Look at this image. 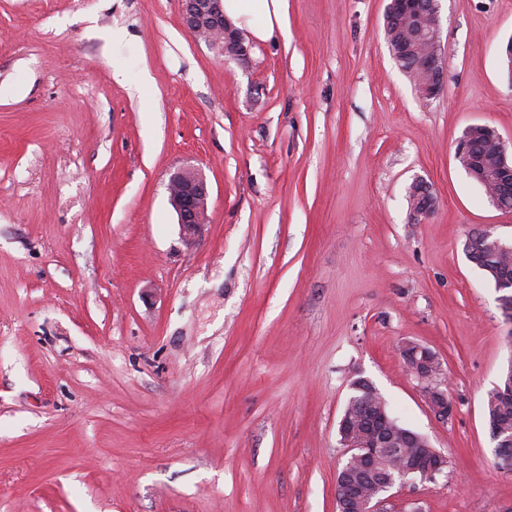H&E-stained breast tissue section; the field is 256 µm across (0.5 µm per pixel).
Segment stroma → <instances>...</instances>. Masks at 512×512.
Wrapping results in <instances>:
<instances>
[{
  "label": "stroma",
  "instance_id": "1",
  "mask_svg": "<svg viewBox=\"0 0 512 512\" xmlns=\"http://www.w3.org/2000/svg\"><path fill=\"white\" fill-rule=\"evenodd\" d=\"M388 2L288 0L287 35L238 61L179 0H0V512H336L358 378L447 460L399 512H512L484 414L512 324L464 251L512 212L456 158L473 124L512 150V0H439L429 100ZM184 166L210 189L190 250ZM406 341L439 358L448 422ZM419 15L418 20H409L399 18L389 25L384 26V33L387 44L392 50H399L400 53L394 58L398 66L411 79L413 86L418 93L419 86L423 89L433 85L432 76L421 70L417 63L420 55L418 36V22L427 20V10L431 1L436 0H418ZM438 9V5L434 6L429 15L428 27L432 36L430 44L431 46L428 52L424 55L422 63L423 68L430 74H434L436 76V80L438 81L434 91L432 93H426L429 95V98L436 96L440 92L444 79L443 65H441L442 60L440 54V23ZM168 191L182 242L187 249H193L208 223L210 193L207 182L194 168L183 167L171 174ZM401 356L408 372L418 381L426 404L431 413L441 421H448L452 415L453 405L448 400L447 391L442 389L440 376L441 364L436 366V356L427 347L406 342L401 347Z\"/></svg>",
  "mask_w": 512,
  "mask_h": 512
}]
</instances>
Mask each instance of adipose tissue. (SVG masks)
Here are the masks:
<instances>
[{
    "mask_svg": "<svg viewBox=\"0 0 512 512\" xmlns=\"http://www.w3.org/2000/svg\"><path fill=\"white\" fill-rule=\"evenodd\" d=\"M223 5L225 18L253 41L287 31L288 0H223Z\"/></svg>",
    "mask_w": 512,
    "mask_h": 512,
    "instance_id": "adipose-tissue-1",
    "label": "adipose tissue"
}]
</instances>
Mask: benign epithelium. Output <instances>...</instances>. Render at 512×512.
Masks as SVG:
<instances>
[{"mask_svg":"<svg viewBox=\"0 0 512 512\" xmlns=\"http://www.w3.org/2000/svg\"><path fill=\"white\" fill-rule=\"evenodd\" d=\"M184 25L200 40L213 48L221 49L224 54L238 60L249 55V47L235 28L224 18L222 0H180ZM428 27L432 36L431 46L423 57V68L436 76L437 85L430 96H436L442 87L444 72L440 54V23L438 8L429 15ZM479 128L484 138L496 146V176L494 185L488 187L491 200L501 209L509 208L507 199L512 195V158L503 138L489 125L467 127L457 142L456 158L460 159L467 172H472L475 160L470 153V141L474 129ZM419 202L412 211L414 219L430 215L436 206V199L429 185L420 182ZM169 201L174 208L182 242L193 249L202 236L208 223L210 193L205 178L192 167H183L171 174L168 183ZM475 245L492 254L512 252V239H504L492 231H484L477 238H470L465 245L471 252ZM497 290L502 292L500 301L503 308L512 307V275L497 278ZM401 356L408 372L418 381L426 404L435 418L446 421L452 415L453 405L448 400L447 391L442 389L440 376L442 367L436 365V356L427 347L406 342L401 347ZM372 400H363L362 417L367 421L369 436L359 437L355 428L350 426L346 417L339 421V442L345 451V462L339 470L344 473L351 466L360 472L370 473L377 469L386 456L395 453L397 448H411L412 455L406 464L395 473L386 475L381 484L368 491L364 484L338 480L336 493V512H390L387 505L392 499L390 491L414 477L425 481H434L443 474L446 458L433 447L430 440L423 436H414L408 432L401 439H395L394 426L390 415L385 411L382 398L377 390L370 391ZM490 435L495 442V454L506 457L512 454V432L499 424L489 425Z\"/></svg>","mask_w":512,"mask_h":512,"instance_id":"1","label":"benign epithelium"}]
</instances>
